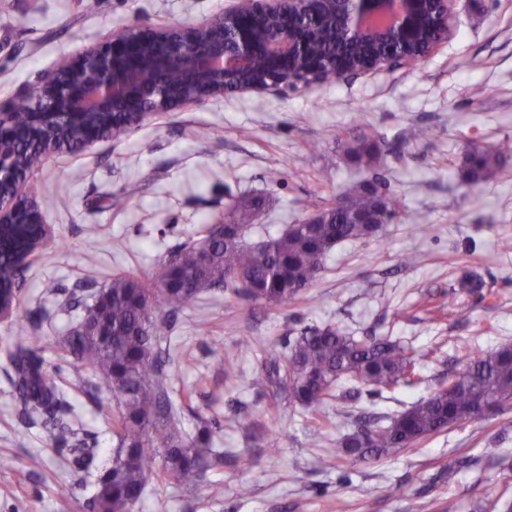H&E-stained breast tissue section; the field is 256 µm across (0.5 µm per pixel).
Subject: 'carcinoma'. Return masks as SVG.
<instances>
[{"instance_id":"obj_1","label":"carcinoma","mask_w":512,"mask_h":512,"mask_svg":"<svg viewBox=\"0 0 512 512\" xmlns=\"http://www.w3.org/2000/svg\"><path fill=\"white\" fill-rule=\"evenodd\" d=\"M323 79L334 80L336 58L357 53L354 48L326 40ZM16 107L18 139L25 145L22 163L32 171L44 161L30 147V116ZM357 169L369 170L377 158L375 139L357 137L351 146ZM512 154V141L468 151L463 177L471 192L481 191ZM398 203L386 186L364 184L341 206L319 210V223L290 224L276 235L249 243L253 225L226 224L219 234L207 232L200 241L183 244L157 274V287L148 288L130 275H118L102 289L96 312L83 318L64 339L63 351L88 367L93 394H110L118 416L112 422L115 446L108 467L96 479L93 512H133L143 497L148 476L177 485L197 486L209 468L224 463V451L212 447V430L203 428L183 439L170 397L169 355L160 340L169 328L158 307L173 309L193 301L201 292L230 288L265 305H283L298 298L321 275L324 259L344 242L367 241L397 216ZM30 225H14L0 250V282L20 289L23 270L14 264L16 248L27 243ZM42 337L30 336L17 346L11 362L22 413L46 426L64 429L56 418L63 405L55 382L45 373L38 355ZM415 359L389 336H352L325 325L301 330L288 343V355L273 363L263 383L305 409L331 400L353 398L411 384ZM512 404V346L467 355L427 397L394 417L363 413L359 427L337 441L336 454L324 465L340 466L346 458L375 459L423 439L484 419V409Z\"/></svg>"}]
</instances>
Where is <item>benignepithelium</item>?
<instances>
[{"instance_id": "benign-epithelium-1", "label": "benign epithelium", "mask_w": 512, "mask_h": 512, "mask_svg": "<svg viewBox=\"0 0 512 512\" xmlns=\"http://www.w3.org/2000/svg\"><path fill=\"white\" fill-rule=\"evenodd\" d=\"M238 0V4L198 25L157 28L124 26L78 57L44 73L27 93L38 105L65 120L75 113H129L134 126L162 112L201 104L228 92L308 91L322 82L319 44L325 22L344 45L372 47L358 61L344 60L336 78L413 65L448 42L454 0ZM271 76H252L255 59ZM13 108L0 110V228L41 224L38 244L24 255L29 264L49 239L48 225L28 188V172L18 163ZM104 139L101 125L89 124L81 148Z\"/></svg>"}]
</instances>
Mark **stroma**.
Here are the masks:
<instances>
[{
    "mask_svg": "<svg viewBox=\"0 0 512 512\" xmlns=\"http://www.w3.org/2000/svg\"><path fill=\"white\" fill-rule=\"evenodd\" d=\"M236 3L0 0V108L119 27L196 25ZM462 58L469 65L460 69ZM420 126L429 138L414 137ZM363 129L380 141L370 172L341 148ZM506 137L512 0H455L447 43L414 66L303 92L228 93L146 120L122 140L46 159L30 183L50 238L13 314L0 320V512H89L112 456L117 406L109 395L89 397L90 371L61 345L114 275L154 282L168 256L223 223L239 196L264 201L251 217L258 239L373 180L399 200L397 217L374 240L333 249L295 301L265 307L220 289L162 307L179 427L192 437L212 426L224 462L196 489L150 477L135 512H504L512 406L376 460L337 469L319 460L361 412L395 416L465 355L512 345V252L498 246L512 238V157L478 196L460 171L468 145ZM129 184L138 191L123 196ZM411 253L416 263L405 264ZM468 273L482 278L480 291L459 289ZM202 321L210 334L199 332ZM326 324L400 342L416 360L415 384L315 411L257 385L301 328ZM30 336L41 337L44 367L66 394V433L21 418L8 357ZM233 348L237 357L223 366ZM82 448L93 449L92 460L80 458ZM63 485L74 486L73 498L59 497Z\"/></svg>",
    "mask_w": 512,
    "mask_h": 512,
    "instance_id": "35a3bbf8",
    "label": "stroma"
}]
</instances>
